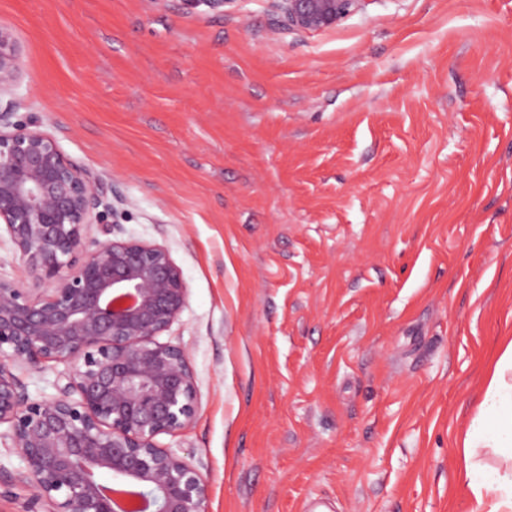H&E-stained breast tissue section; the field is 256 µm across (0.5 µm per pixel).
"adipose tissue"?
<instances>
[{
	"label": "adipose tissue",
	"instance_id": "1",
	"mask_svg": "<svg viewBox=\"0 0 512 512\" xmlns=\"http://www.w3.org/2000/svg\"><path fill=\"white\" fill-rule=\"evenodd\" d=\"M460 446L470 512H512V340L489 370Z\"/></svg>",
	"mask_w": 512,
	"mask_h": 512
}]
</instances>
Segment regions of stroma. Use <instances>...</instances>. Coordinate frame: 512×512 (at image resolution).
Instances as JSON below:
<instances>
[{
	"label": "stroma",
	"mask_w": 512,
	"mask_h": 512,
	"mask_svg": "<svg viewBox=\"0 0 512 512\" xmlns=\"http://www.w3.org/2000/svg\"><path fill=\"white\" fill-rule=\"evenodd\" d=\"M17 118L97 174L189 302L210 512H469L458 442L512 338V0H0ZM367 2L370 0H274L289 27L311 33L335 27L363 10Z\"/></svg>",
	"instance_id": "1"
}]
</instances>
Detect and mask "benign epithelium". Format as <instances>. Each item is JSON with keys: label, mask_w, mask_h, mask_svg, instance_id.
<instances>
[{"label": "benign epithelium", "mask_w": 512, "mask_h": 512, "mask_svg": "<svg viewBox=\"0 0 512 512\" xmlns=\"http://www.w3.org/2000/svg\"><path fill=\"white\" fill-rule=\"evenodd\" d=\"M369 0H274L288 26L333 28ZM0 25V98L21 79ZM0 108V231L24 281L0 279V446L23 512H209L204 476L156 442L198 412L188 355L161 343L188 305L164 246L114 236L100 179L37 125ZM104 238H99V235ZM65 366L57 395L33 399L16 370Z\"/></svg>", "instance_id": "obj_1"}]
</instances>
